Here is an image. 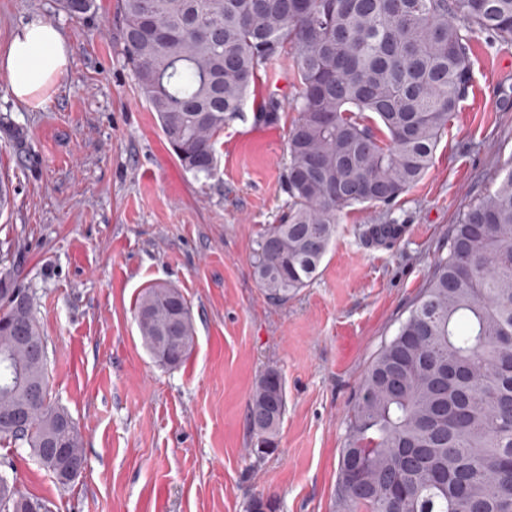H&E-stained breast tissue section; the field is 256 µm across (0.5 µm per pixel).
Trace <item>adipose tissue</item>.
I'll return each instance as SVG.
<instances>
[{
  "instance_id": "obj_1",
  "label": "adipose tissue",
  "mask_w": 512,
  "mask_h": 512,
  "mask_svg": "<svg viewBox=\"0 0 512 512\" xmlns=\"http://www.w3.org/2000/svg\"><path fill=\"white\" fill-rule=\"evenodd\" d=\"M69 61L70 46L58 27L34 17L16 30L6 54L0 57V76L20 102L39 108L67 72Z\"/></svg>"
}]
</instances>
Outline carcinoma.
<instances>
[{"instance_id": "carcinoma-1", "label": "carcinoma", "mask_w": 512, "mask_h": 512, "mask_svg": "<svg viewBox=\"0 0 512 512\" xmlns=\"http://www.w3.org/2000/svg\"><path fill=\"white\" fill-rule=\"evenodd\" d=\"M78 16L94 0H60ZM123 51L181 167L214 169L215 138L243 110L260 70L283 58L301 92L288 136V208L256 241L267 299L284 303L315 278L342 212L388 205L432 164L448 121L472 84V44L512 43V0H121ZM283 101L257 116L275 123ZM376 116L370 123L368 114ZM400 225L372 224L385 245ZM424 288L374 356L352 407L337 479L339 499L365 512H512V167L452 226ZM0 444H22L62 485L45 441L86 463L78 426L51 403L47 356L31 302L3 291ZM135 318L162 366L191 353L196 330L181 291L146 287ZM286 410L281 374L266 369L248 405L252 437L274 453ZM45 509L0 475V512Z\"/></svg>"}]
</instances>
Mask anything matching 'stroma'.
<instances>
[{"mask_svg": "<svg viewBox=\"0 0 512 512\" xmlns=\"http://www.w3.org/2000/svg\"><path fill=\"white\" fill-rule=\"evenodd\" d=\"M118 0L75 18L58 0H0V52L40 16L71 48L43 109L0 78V286L25 291L46 340L53 402L78 425L87 458L68 485L28 447L0 444V470L49 512H344L337 476L348 415L381 344L430 272L452 224L512 163V43L474 44L472 86L428 172L389 206L340 217L316 278L270 302L252 253L288 205L282 187L297 114L254 120L270 94L291 100L288 60L261 71L241 115L216 140L210 177L186 173L140 96L122 51ZM19 138H12L10 129ZM393 219L401 237L366 243ZM154 283L181 290L196 336L175 368L143 346L135 303ZM277 369L286 393L277 451L250 456L252 388Z\"/></svg>", "mask_w": 512, "mask_h": 512, "instance_id": "stroma-1", "label": "stroma"}]
</instances>
